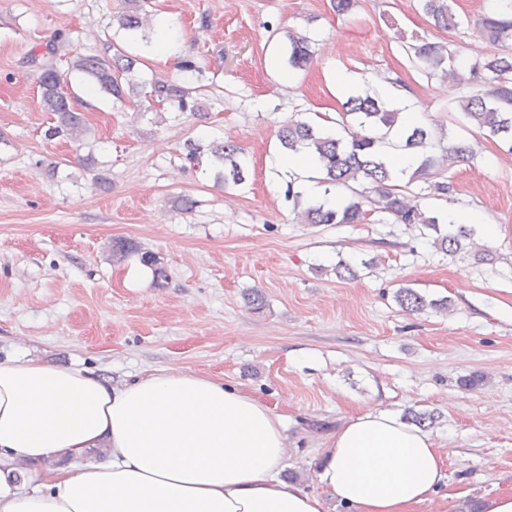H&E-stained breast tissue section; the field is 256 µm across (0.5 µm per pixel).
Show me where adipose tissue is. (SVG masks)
<instances>
[{"mask_svg": "<svg viewBox=\"0 0 512 512\" xmlns=\"http://www.w3.org/2000/svg\"><path fill=\"white\" fill-rule=\"evenodd\" d=\"M103 448L72 471L68 460ZM281 415L209 376L152 371L120 387L28 358L0 362V512H413L444 458L422 429L365 405L320 450L325 495L280 476ZM41 465L27 485L16 464Z\"/></svg>", "mask_w": 512, "mask_h": 512, "instance_id": "obj_1", "label": "adipose tissue"}]
</instances>
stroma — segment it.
Wrapping results in <instances>:
<instances>
[{
  "label": "stroma",
  "mask_w": 512,
  "mask_h": 512,
  "mask_svg": "<svg viewBox=\"0 0 512 512\" xmlns=\"http://www.w3.org/2000/svg\"><path fill=\"white\" fill-rule=\"evenodd\" d=\"M494 0H453L461 24L435 27L418 0H146L167 41L142 56L144 77L198 82L206 118L156 113L144 97L122 104L69 86L89 127L83 142L48 141L36 69L25 57L51 36L71 39L55 58L139 52L112 29L122 0H0V360L38 357L87 368L120 385L152 370L205 374L280 414L284 479H315L327 437L372 403L396 417L434 413L429 434L446 479L415 512H458L512 491V154L465 125L458 103L476 91L470 68L503 51L479 19ZM313 41L314 62L288 72V32ZM447 44L460 64L447 83L416 67L412 36ZM183 59L199 75L178 70ZM355 90L393 82L418 101L423 124L475 148L448 171L447 203L479 229L495 226L491 260L438 253L419 231L388 220L303 224L285 197L292 171L275 168L278 128L301 115L321 123ZM229 141L243 149L240 185L215 180L208 156L185 145ZM192 200L182 211L173 203ZM161 257L168 283L140 275L138 256L116 263L113 241ZM360 263L337 278L339 259ZM411 287L447 298L440 314L404 311ZM259 289L263 308L244 295ZM481 382L464 388L465 378Z\"/></svg>",
  "instance_id": "obj_1"
}]
</instances>
